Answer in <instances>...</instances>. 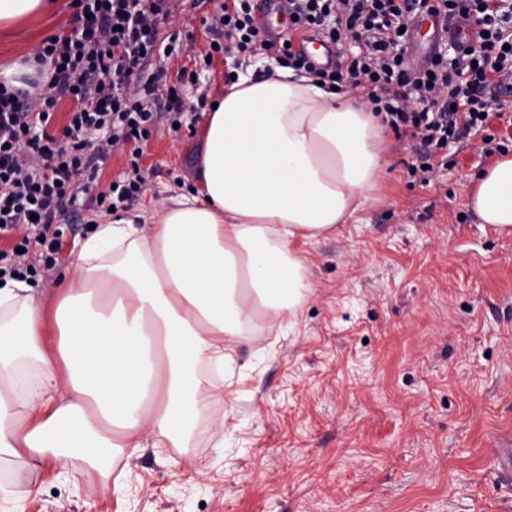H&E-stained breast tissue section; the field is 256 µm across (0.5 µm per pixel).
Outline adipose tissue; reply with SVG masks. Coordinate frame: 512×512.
I'll return each instance as SVG.
<instances>
[{
    "label": "adipose tissue",
    "instance_id": "adipose-tissue-1",
    "mask_svg": "<svg viewBox=\"0 0 512 512\" xmlns=\"http://www.w3.org/2000/svg\"><path fill=\"white\" fill-rule=\"evenodd\" d=\"M364 106L275 68L240 75L212 109L198 193L141 222L99 224L74 255L53 312L29 281H0V459L53 461L183 447L221 399L198 363L220 367L256 318L290 323L310 289L297 240L335 232L383 168ZM482 223L512 235V156L474 179ZM57 327L48 341L47 321Z\"/></svg>",
    "mask_w": 512,
    "mask_h": 512
}]
</instances>
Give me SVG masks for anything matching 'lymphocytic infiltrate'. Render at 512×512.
Returning <instances> with one entry per match:
<instances>
[{
    "label": "lymphocytic infiltrate",
    "instance_id": "f902f5d3",
    "mask_svg": "<svg viewBox=\"0 0 512 512\" xmlns=\"http://www.w3.org/2000/svg\"><path fill=\"white\" fill-rule=\"evenodd\" d=\"M291 30L322 37L341 53L331 68L309 61L293 47L266 39L256 26L252 0L222 6L208 27L210 51L231 58L273 52L279 66L315 77L327 88L358 94L382 114L398 137L420 145L412 175L429 181L436 151L503 110L501 94L512 91V0H288ZM69 31L50 36L34 61L51 69L48 82L33 79L19 88L0 82V232L19 235L8 254L7 272L25 279L37 270L26 250L38 243L55 250L60 229L79 204L96 191L106 212L134 202L146 180L141 173L98 189L103 164L124 145L143 144L162 114L180 129L183 87L170 81L167 59L173 44L159 39V22L170 14L166 0H74ZM463 18L483 35L477 46L456 48L454 57L435 53L428 66L411 71L405 53L407 28L419 14ZM154 63L147 80H134L141 65ZM76 102L67 125L49 126L63 99ZM165 112H157L158 101Z\"/></svg>",
    "mask_w": 512,
    "mask_h": 512
}]
</instances>
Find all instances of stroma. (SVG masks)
Here are the masks:
<instances>
[{
  "mask_svg": "<svg viewBox=\"0 0 512 512\" xmlns=\"http://www.w3.org/2000/svg\"><path fill=\"white\" fill-rule=\"evenodd\" d=\"M73 0L0 29V69L68 29ZM224 0H170L160 39L179 32L172 72H199L190 99L218 100L231 60L214 54L205 24ZM503 118L472 128L436 164L417 161L393 130L388 173L366 207L319 243L297 242L313 291L290 327L260 325L224 369L222 423L198 422L184 448H142L90 464L31 473L0 461V512H512V477L495 450L512 437V236L480 223L472 179L493 165L486 141L512 155V92ZM209 119L171 131L105 164L101 185L141 170L146 190L118 209L134 217L196 185ZM82 206L55 255L31 247L36 282L56 281L91 227Z\"/></svg>",
  "mask_w": 512,
  "mask_h": 512,
  "instance_id": "1",
  "label": "stroma"
}]
</instances>
